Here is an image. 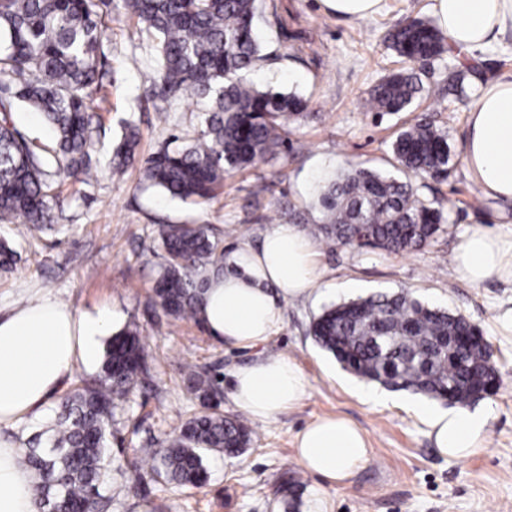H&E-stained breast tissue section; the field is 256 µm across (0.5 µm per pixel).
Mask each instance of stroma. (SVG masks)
Wrapping results in <instances>:
<instances>
[{"label":"stroma","instance_id":"35a3bbf8","mask_svg":"<svg viewBox=\"0 0 512 512\" xmlns=\"http://www.w3.org/2000/svg\"><path fill=\"white\" fill-rule=\"evenodd\" d=\"M433 0H382L368 18L350 20L324 11L321 0H261L256 32L265 59L254 73L260 86L298 92L308 102L306 116L288 126V144L280 155L224 181L216 199L183 204L144 189L137 172L120 178L97 176L64 181L57 191L55 222L38 231L20 225L8 236L19 259L0 272V315L48 296L77 311L102 307L113 312V331L136 324L145 338L147 372L119 403L108 446L113 457L134 449L159 447L199 405L181 383L184 363L214 378L227 415L236 414L231 372L268 356L291 358L310 383L302 405L266 422H254L255 436L241 456L213 457L209 482L186 489L156 482L149 469L140 479L116 473L107 488L108 512H284L281 484L301 472L293 512H310L321 501L324 512H512V331L501 325L512 312V283L488 281L474 286L454 272V249L469 225L487 222L512 234V207L484 197L463 155L468 100L440 97L452 64L442 58L417 67L426 92L407 112H367L361 101L388 73L403 63L388 48V33L409 17H432ZM134 18L113 13L107 32L103 69L106 99L94 111L105 142L117 140L120 121H135L141 149L180 145L196 124V108L184 100H163L150 85L152 58L139 41ZM140 66H132L131 56ZM479 85L512 72V32L470 56ZM432 119L448 131L453 171L448 181L419 186L422 198L446 200L449 223L429 245L411 253L322 249L321 292L288 302L271 338L256 347L226 345L191 320H176L155 310L152 288L163 251L161 224H204L225 250L257 243L275 224L300 229L320 222L309 179L328 167L347 163L390 172L391 143L397 133L420 119ZM410 290L423 303L466 317L494 349L499 381L494 395L481 399L491 410L485 448L462 459L442 456L425 425L411 409L418 396L390 391L383 405L363 401L355 392L360 377L344 370L320 350L309 334L314 316L333 303L378 292ZM97 368L78 367L51 398L44 416L9 429L27 446L35 435L50 437L51 425L76 378H94ZM337 415L366 434L371 454L348 480L329 485L302 471L294 439L314 419Z\"/></svg>","mask_w":512,"mask_h":512}]
</instances>
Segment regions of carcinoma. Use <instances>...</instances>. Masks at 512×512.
Segmentation results:
<instances>
[{
  "mask_svg": "<svg viewBox=\"0 0 512 512\" xmlns=\"http://www.w3.org/2000/svg\"><path fill=\"white\" fill-rule=\"evenodd\" d=\"M259 0H0V224L20 220L43 229L54 223V178L89 177L95 96L104 88L103 37L112 12L137 21L154 54V82L162 93L197 107L194 134L183 147L158 148L144 157L139 130L124 133L103 154L101 170L140 181L172 199L203 203L224 188V176L276 155L288 140V121L307 101L294 92L259 88L250 73L265 58L255 34ZM391 49L411 63L428 64L458 51L422 17L389 33ZM468 71L448 75L450 96L465 92ZM423 91L416 73L392 72L368 93L375 112H403ZM42 114L50 132L37 145L16 124L20 105ZM392 155L403 176L351 166L319 186L322 223L310 232L329 248L349 246L355 235L371 249L417 251L448 222L441 200L419 197L414 177L448 180V131L426 120L402 129ZM164 262L154 304L175 320L199 322L209 274L224 269V246L198 224H161ZM462 315L425 306L411 291L381 293L333 305L313 317L310 335L342 367L395 390H411L467 406L496 381L485 338L471 336ZM145 372V344L137 326L112 336L101 370L66 395L45 448H26L20 463L33 477L36 512H106L112 472L154 478L184 488L209 479L211 455H242L254 429L219 410L216 389L197 366L183 368L186 392L200 409L161 448H137L117 461L108 448L112 418Z\"/></svg>",
  "mask_w": 512,
  "mask_h": 512,
  "instance_id": "cac0c4a2",
  "label": "carcinoma"
}]
</instances>
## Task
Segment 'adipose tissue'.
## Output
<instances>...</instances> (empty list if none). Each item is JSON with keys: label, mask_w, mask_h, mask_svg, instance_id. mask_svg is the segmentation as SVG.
<instances>
[{"label": "adipose tissue", "mask_w": 512, "mask_h": 512, "mask_svg": "<svg viewBox=\"0 0 512 512\" xmlns=\"http://www.w3.org/2000/svg\"><path fill=\"white\" fill-rule=\"evenodd\" d=\"M450 45L482 48L512 28V0H434ZM468 170L483 193L512 204V75L482 86L469 108L464 141ZM458 277L476 285L512 283V238L471 225L455 251ZM316 243L297 225L276 224L255 245L242 244L212 277L199 316L216 341L239 347L266 342L282 323L283 302L311 295L320 279ZM112 330L108 309L78 312L50 297L0 317V428L40 418L48 400L77 366H94ZM236 408L267 421L299 406L308 380L288 357L267 358L231 373ZM415 414L444 456L463 458L485 444L490 415L482 408L442 410L420 403ZM18 445L0 435V512H35L31 475L17 463ZM362 431L343 417L317 418L296 436V456L332 484L350 478L369 458Z\"/></svg>", "instance_id": "obj_1"}]
</instances>
